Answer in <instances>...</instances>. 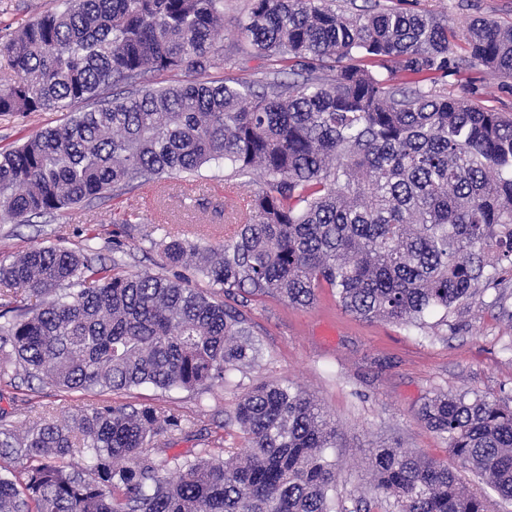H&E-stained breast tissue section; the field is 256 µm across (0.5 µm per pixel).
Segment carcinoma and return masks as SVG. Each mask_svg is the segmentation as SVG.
<instances>
[{
  "label": "carcinoma",
  "mask_w": 512,
  "mask_h": 512,
  "mask_svg": "<svg viewBox=\"0 0 512 512\" xmlns=\"http://www.w3.org/2000/svg\"><path fill=\"white\" fill-rule=\"evenodd\" d=\"M224 0H52L0 43L17 79L0 115L71 110L0 148V223L25 224L142 183L172 268L134 275L94 248L36 245L0 260V379L65 393L143 385L209 392L256 363L239 310L264 297L308 306L321 288L365 321L417 325L512 273V117L441 91L448 17L399 5L248 0L242 45L217 44ZM473 59L512 79V28L475 20ZM256 79L202 81L217 60ZM184 72L174 86L154 74ZM259 175L234 231L169 226L167 182L210 166ZM218 287L207 291L197 280ZM450 457L512 501V407L445 393L419 412ZM224 439L160 461L194 423L157 399L52 414L20 433L0 413V512H494L455 467L398 446L371 457L372 495L336 497L335 423L292 384L259 382Z\"/></svg>",
  "instance_id": "carcinoma-1"
}]
</instances>
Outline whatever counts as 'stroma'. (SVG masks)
I'll list each match as a JSON object with an SVG mask.
<instances>
[{"mask_svg": "<svg viewBox=\"0 0 512 512\" xmlns=\"http://www.w3.org/2000/svg\"><path fill=\"white\" fill-rule=\"evenodd\" d=\"M411 8L448 18L450 50L461 59L460 71L447 77V92L467 96L483 107L512 113V80H503L471 59L466 40L472 20L485 19L512 27V0H408ZM49 0H0V41L36 18ZM57 111L27 118L0 117V145L5 146L38 130L57 126ZM182 205L177 224L193 229L201 221H216V208L227 207L223 179L210 173L185 181L174 178ZM157 194L135 189L131 195H108L63 210L35 224H0V258L15 257L29 247L56 244L74 247L94 227L92 245L103 261H111L113 242H121L131 273L171 275L160 249L142 234L150 229ZM137 207L139 222L124 230L117 220ZM252 341L258 350L253 367L227 375L223 385L204 396L187 391L170 393V407L201 417L206 428L189 438L166 435L167 456L183 454L207 444L216 434L236 440L229 421L242 394L261 381L293 382L311 395L336 423V486L348 494L372 480L374 448L401 443L422 457L446 460V444L418 418L425 400L438 392H470L512 400V277L485 288L450 313L436 311L423 325L405 326L365 322L346 313L330 289H320L315 304L291 306L273 298L247 307ZM149 385L109 395L112 404L138 403L156 398ZM91 393L65 395L33 381L10 388L0 411L13 413L18 430L38 420L46 407L61 412L101 403Z\"/></svg>", "mask_w": 512, "mask_h": 512, "instance_id": "obj_1", "label": "stroma"}]
</instances>
